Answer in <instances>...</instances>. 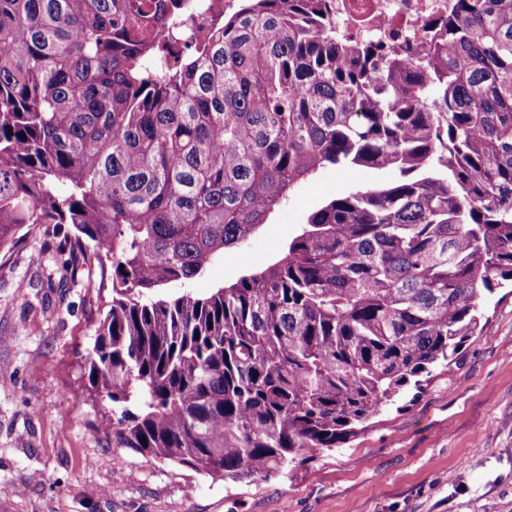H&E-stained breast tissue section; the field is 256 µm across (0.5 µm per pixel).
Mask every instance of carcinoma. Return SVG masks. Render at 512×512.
Masks as SVG:
<instances>
[{"instance_id":"obj_1","label":"carcinoma","mask_w":512,"mask_h":512,"mask_svg":"<svg viewBox=\"0 0 512 512\" xmlns=\"http://www.w3.org/2000/svg\"><path fill=\"white\" fill-rule=\"evenodd\" d=\"M236 2L0 0V250L37 226L112 261L85 357L112 447L255 481L348 443L512 283V0H452L425 63L343 39L336 0ZM331 167L392 177L261 271L142 299Z\"/></svg>"}]
</instances>
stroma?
Returning a JSON list of instances; mask_svg holds the SVG:
<instances>
[{"label":"stroma","instance_id":"stroma-1","mask_svg":"<svg viewBox=\"0 0 512 512\" xmlns=\"http://www.w3.org/2000/svg\"><path fill=\"white\" fill-rule=\"evenodd\" d=\"M376 179L325 169L244 250L145 299L205 296L265 268L310 211ZM111 299L99 267L57 270L40 230L0 251V512H512V288L485 298L482 331L448 367L344 447L264 482L113 448L84 362Z\"/></svg>","mask_w":512,"mask_h":512}]
</instances>
